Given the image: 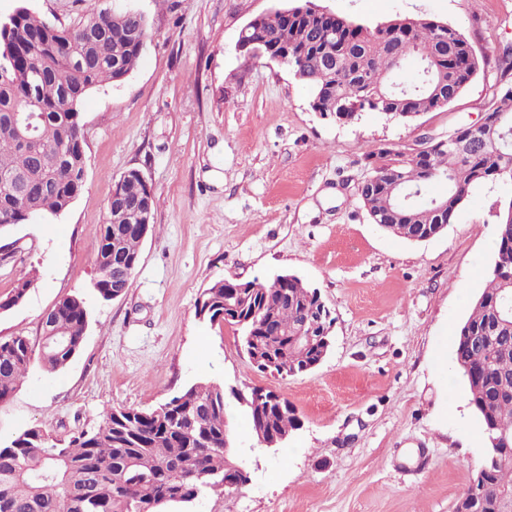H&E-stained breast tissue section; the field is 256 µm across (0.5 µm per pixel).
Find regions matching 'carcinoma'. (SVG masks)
<instances>
[{
	"mask_svg": "<svg viewBox=\"0 0 512 512\" xmlns=\"http://www.w3.org/2000/svg\"><path fill=\"white\" fill-rule=\"evenodd\" d=\"M305 13H272L255 18L245 39L288 50L286 67L312 92V107L347 122L364 112L392 120L399 112L416 116L453 101L476 74L479 62L468 41L434 19H392L370 28L340 22L319 13L315 0H303ZM102 30L91 41L89 26ZM148 38L146 18L134 11H93L78 21L56 24L26 6L0 31V174L21 181L0 186V225L26 224L65 211L85 185L86 156L79 106L94 87L120 82L136 65ZM419 62L416 77L393 75L402 69L396 48ZM35 102L33 140L24 144L13 130L16 108ZM512 84L500 90L497 106L487 110L482 129L451 133L455 146H431L408 161L380 148L370 177L373 187L359 200L374 224L403 239L426 238L439 224H449L473 190L484 183L512 180ZM405 178L407 191L420 202L404 199L395 188ZM155 208V198L139 170L131 169L115 185L101 224L95 289L108 301L112 290L126 291L140 260L137 232L141 206ZM21 278L0 311L23 301L34 285ZM245 304L224 317L225 300ZM196 315L210 323L238 325L250 320L254 348H245L261 370L278 371L275 360L288 354V372L306 373L321 356L323 331L334 318L318 289L292 275L264 285L225 278L205 289ZM313 336L300 349V325ZM87 327L84 302L59 300L46 315L39 352L50 372L65 367L79 352ZM33 349L25 336L0 341V403L8 401L27 375ZM454 362L467 380L470 403L487 446L475 478L460 496L455 512H512V224L498 225L495 260L489 280L454 337ZM257 390L243 398L252 431L283 436L298 426L285 398ZM231 435L224 386L199 382L164 403L158 418L131 408L107 412L96 428L59 443L33 427L0 447V512H159L206 492L238 490L236 467L224 448Z\"/></svg>",
	"mask_w": 512,
	"mask_h": 512,
	"instance_id": "obj_1",
	"label": "carcinoma"
}]
</instances>
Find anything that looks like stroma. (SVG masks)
Returning a JSON list of instances; mask_svg holds the SVG:
<instances>
[{"label":"stroma","mask_w":512,"mask_h":512,"mask_svg":"<svg viewBox=\"0 0 512 512\" xmlns=\"http://www.w3.org/2000/svg\"><path fill=\"white\" fill-rule=\"evenodd\" d=\"M296 0H0L62 24L112 6L142 13L147 46L128 77L80 104L85 188L60 216L0 234V298L34 277L0 312V340L39 348L42 321L65 297L85 302L80 351L62 369L33 362L0 404V443L39 427L66 441L114 408L149 411L198 382L286 398L299 425L279 448L257 446L230 401L231 433L249 474L240 490L208 493L164 512H454L485 455L454 337L494 261L499 203L512 183L476 188L451 224L408 241L372 224L357 197L369 154L478 123L512 49V0H317L374 25L432 18L458 30L479 70L447 106L404 123L376 113L343 123L310 106L289 70L238 51L255 17ZM139 169L155 197L153 231L129 288L99 298L95 257L108 197ZM296 274L335 319L312 371H259L235 326L196 314L201 292L236 277Z\"/></svg>","instance_id":"stroma-1"}]
</instances>
